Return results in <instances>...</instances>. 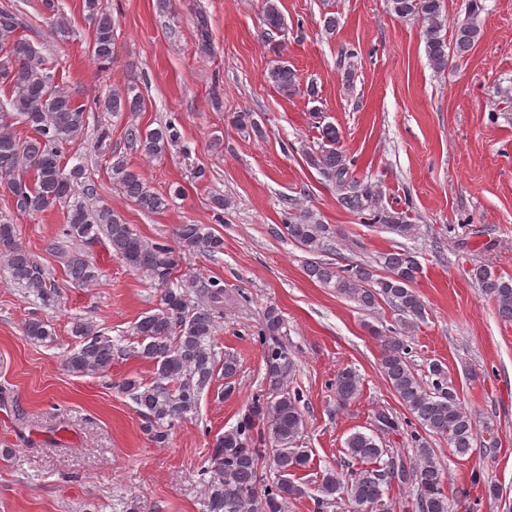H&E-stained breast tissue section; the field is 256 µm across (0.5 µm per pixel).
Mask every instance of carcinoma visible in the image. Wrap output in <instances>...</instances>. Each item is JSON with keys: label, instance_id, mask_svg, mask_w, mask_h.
Here are the masks:
<instances>
[{"label": "carcinoma", "instance_id": "1", "mask_svg": "<svg viewBox=\"0 0 512 512\" xmlns=\"http://www.w3.org/2000/svg\"><path fill=\"white\" fill-rule=\"evenodd\" d=\"M390 4L397 17L422 22L426 57L437 71H444L449 62L467 56L481 38L482 30L472 21L456 25L450 39L442 35L443 0H390ZM85 10L94 30L93 57L107 68L116 53L115 22L101 9L99 0H85ZM262 17L266 34L285 32V19L277 0H262ZM18 26L15 13L0 10V85L9 89L8 96L0 101V183L7 186L22 213L42 214L58 206L67 207L66 237L91 242L104 235L126 265L149 273L162 287L157 308L142 315L134 326L138 338L136 354L152 365L153 377L149 382L128 379L122 383L123 391L145 418L143 430L148 439L161 446L169 439L172 423L197 411L201 394L216 373L230 380L238 372L237 359L230 354L219 355L214 344L216 314L226 299L224 284L210 279L187 285L173 282L180 255L169 245L145 240L108 207L90 209L80 202L69 203L84 171L77 165L65 172L64 145L83 134L87 108L60 87L56 72L46 65L40 52L17 35ZM268 78L286 96L300 90L296 70L286 60L271 66ZM137 89L132 81L112 93L105 102L106 109L141 110L143 98ZM9 118L18 120L30 134H17L13 124L7 123ZM233 122L259 137L264 135L250 112L238 113ZM128 138L143 154L154 157L177 143L180 135L169 122L144 132L131 129ZM339 142V130L328 123L320 131L318 148L305 154L306 162L335 184L339 205L369 225L379 224L399 237L412 236L415 226L409 223L408 215L383 206L381 186L352 177ZM111 171L125 196L144 212L160 213L168 208L172 197L180 194L178 189L171 196L154 192L141 174L121 158L112 162ZM291 204L293 213L283 228L288 239L311 255L305 263L306 276L336 289L337 294L363 309L384 303L397 312L399 329L392 335L380 336L381 370L402 406L423 429V433L412 437L415 460L411 465L388 455L374 436L360 431L351 433L345 440V453L360 467L345 473H323L317 484V506L322 508L345 497L353 512H390L392 505L385 500V493L395 479L397 485L415 490L420 512H448L443 472L427 437L445 438L456 454L465 456L473 448L475 420L461 406L441 364L430 365L432 381L428 388L409 363L404 336L427 315L426 305L415 289L422 274L417 256L407 249L383 253V276L368 264L340 266L321 259L319 255L333 251L337 232L309 210L297 207L296 200ZM175 237L185 251L224 250V239L207 224H180ZM0 259L6 263L13 281L29 293L42 300L56 293L45 270L19 242L16 225L7 221H0ZM65 276L73 284L86 285L94 282L98 274L95 266L75 253L66 262ZM473 278L492 298L499 317L512 321V278L486 265L474 268ZM191 288L201 298L196 306L188 303ZM281 328L280 312L275 307L268 308L259 333L265 346L268 392L254 396L237 425L213 440L210 465L203 471L207 512H284L288 500L305 493L296 483L297 474L310 461L308 449L298 446L305 417L299 408L300 393L289 389L286 382L292 362L276 340ZM24 333L35 343L54 340L52 328L40 319L26 322ZM72 335L78 342L66 351L64 366L68 372L92 376L111 370L115 349L112 337L80 319L73 322ZM334 386L337 403L345 406L360 395L361 378L354 369L345 367L336 374ZM267 438L270 447H259ZM266 458L275 465L277 479L261 487L260 463ZM379 461L383 465L377 468L375 463Z\"/></svg>", "mask_w": 512, "mask_h": 512}]
</instances>
